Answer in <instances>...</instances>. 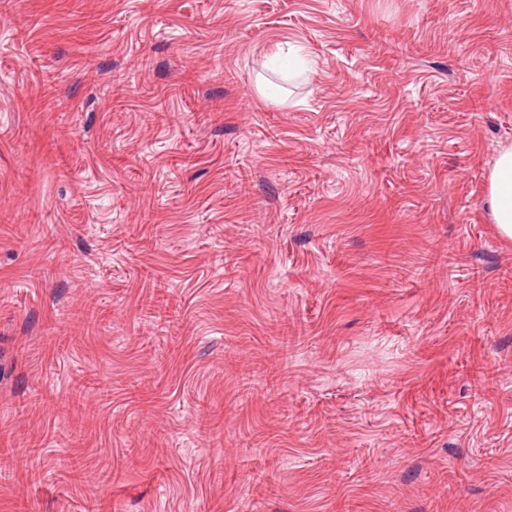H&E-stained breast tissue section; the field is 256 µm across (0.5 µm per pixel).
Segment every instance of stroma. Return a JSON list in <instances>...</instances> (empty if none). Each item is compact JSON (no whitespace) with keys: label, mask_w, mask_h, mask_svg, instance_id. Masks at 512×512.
Returning <instances> with one entry per match:
<instances>
[{"label":"stroma","mask_w":512,"mask_h":512,"mask_svg":"<svg viewBox=\"0 0 512 512\" xmlns=\"http://www.w3.org/2000/svg\"><path fill=\"white\" fill-rule=\"evenodd\" d=\"M506 145L512 0H0V512H512ZM487 199L499 235L512 240V147L501 149L487 175Z\"/></svg>","instance_id":"obj_1"}]
</instances>
